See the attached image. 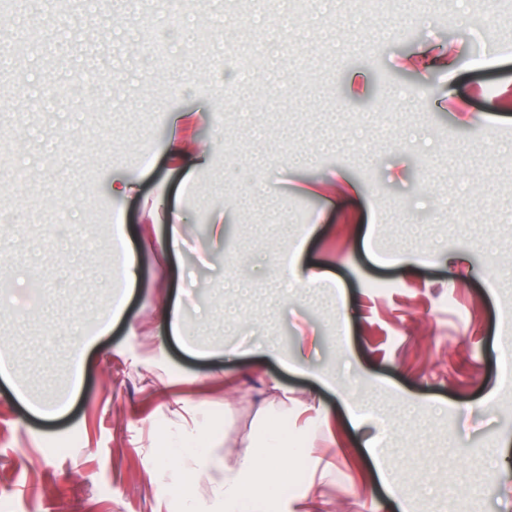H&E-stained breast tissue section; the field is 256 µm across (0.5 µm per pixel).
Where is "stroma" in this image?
I'll return each mask as SVG.
<instances>
[{
  "instance_id": "1",
  "label": "stroma",
  "mask_w": 512,
  "mask_h": 512,
  "mask_svg": "<svg viewBox=\"0 0 512 512\" xmlns=\"http://www.w3.org/2000/svg\"><path fill=\"white\" fill-rule=\"evenodd\" d=\"M175 10L181 50L209 34L181 95L176 53L150 57ZM476 13L489 31L471 30ZM489 39L503 52L485 55ZM226 56L247 80L216 69ZM507 85L512 0H393L382 14L356 0H48L0 16V208L14 217L0 224V512H224L219 472L160 451L216 432L214 456L234 461L270 402L301 452L264 512H392L380 468L409 512H512ZM188 111L203 119L185 135L216 143L196 173L168 152ZM28 167L38 181L16 180ZM339 175L353 192H308ZM108 177L196 215L170 267L164 225L142 223L141 199L113 198ZM118 224L140 279L77 372L75 337L123 290ZM293 256L301 279L285 288ZM180 288L188 351L163 320ZM337 380L360 384L380 460ZM69 394L53 419L26 406Z\"/></svg>"
}]
</instances>
